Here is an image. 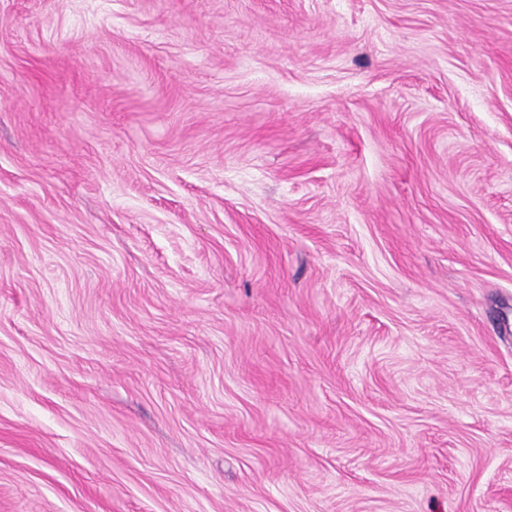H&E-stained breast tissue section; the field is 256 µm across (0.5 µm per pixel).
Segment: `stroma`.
I'll use <instances>...</instances> for the list:
<instances>
[{"label":"stroma","instance_id":"stroma-1","mask_svg":"<svg viewBox=\"0 0 512 512\" xmlns=\"http://www.w3.org/2000/svg\"><path fill=\"white\" fill-rule=\"evenodd\" d=\"M512 0H0V512H512Z\"/></svg>","mask_w":512,"mask_h":512}]
</instances>
